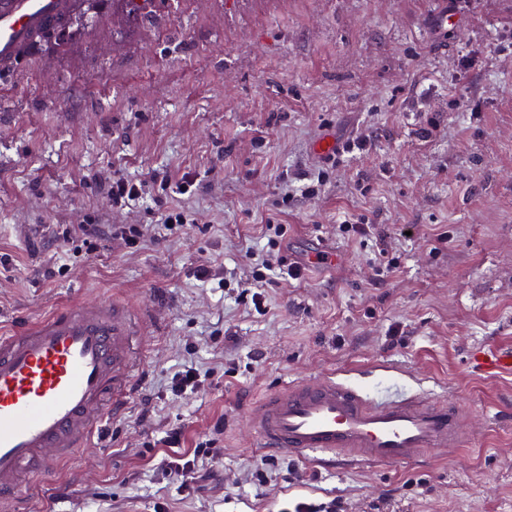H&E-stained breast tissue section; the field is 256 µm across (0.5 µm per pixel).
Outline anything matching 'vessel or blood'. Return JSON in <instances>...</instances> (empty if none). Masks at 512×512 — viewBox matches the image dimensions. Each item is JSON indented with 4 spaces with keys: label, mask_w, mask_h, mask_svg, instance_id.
Returning <instances> with one entry per match:
<instances>
[{
    "label": "vessel or blood",
    "mask_w": 512,
    "mask_h": 512,
    "mask_svg": "<svg viewBox=\"0 0 512 512\" xmlns=\"http://www.w3.org/2000/svg\"><path fill=\"white\" fill-rule=\"evenodd\" d=\"M72 7V0H0V70H11ZM155 321L151 310L78 301L0 335V505L16 501L30 473L53 474L83 455L108 416L123 411L141 368L135 338ZM475 359L490 373L512 370V349L491 347ZM463 419L452 402L374 395L336 374L282 382L248 415L260 447L298 461L328 454L369 464L460 449Z\"/></svg>",
    "instance_id": "b4317fda"
}]
</instances>
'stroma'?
I'll return each mask as SVG.
<instances>
[{"instance_id": "1", "label": "stroma", "mask_w": 512, "mask_h": 512, "mask_svg": "<svg viewBox=\"0 0 512 512\" xmlns=\"http://www.w3.org/2000/svg\"><path fill=\"white\" fill-rule=\"evenodd\" d=\"M158 0L136 21L78 0L64 48L43 37L0 73V330L76 300L152 307L146 370L84 458L31 476L29 512H512V0ZM317 198L304 194L318 171ZM144 181L113 206L112 174ZM189 181L187 229L161 224L157 179ZM374 234L345 239L338 226ZM302 280L247 287L265 224ZM95 225L92 235L83 225ZM135 224L136 247L113 226ZM447 242H440V235ZM386 256H379V244ZM327 262H317V254ZM395 264L376 275L381 260ZM208 277H201V269ZM205 377L174 397L165 378ZM350 372L379 393L460 404L468 444L398 465L301 463L258 447L245 412L288 379ZM223 418L203 489L159 441ZM475 361L484 371L493 373L503 369L512 371V349L502 350L495 347L476 354ZM341 500L333 498L328 502H304L298 501L293 504V509H288V501L284 503L281 512H344Z\"/></svg>"}]
</instances>
